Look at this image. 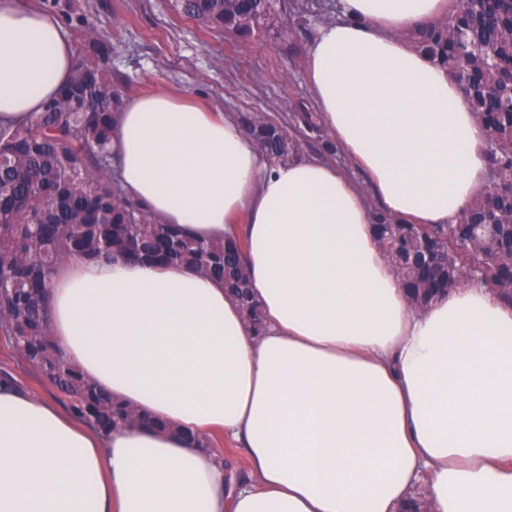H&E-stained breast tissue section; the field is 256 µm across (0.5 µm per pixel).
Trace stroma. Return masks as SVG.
<instances>
[{"mask_svg":"<svg viewBox=\"0 0 512 512\" xmlns=\"http://www.w3.org/2000/svg\"><path fill=\"white\" fill-rule=\"evenodd\" d=\"M55 15L68 37L73 17L94 16L112 44V72L127 97L166 91L231 115L265 113L300 139L304 156L354 172L339 150H327L324 128L304 127L303 114L317 106L306 76V57L319 25L337 19V0H288L280 33L240 42L202 29L172 10L168 0H27ZM8 376L31 395L65 406L62 395L38 368L0 336V377Z\"/></svg>","mask_w":512,"mask_h":512,"instance_id":"1","label":"stroma"}]
</instances>
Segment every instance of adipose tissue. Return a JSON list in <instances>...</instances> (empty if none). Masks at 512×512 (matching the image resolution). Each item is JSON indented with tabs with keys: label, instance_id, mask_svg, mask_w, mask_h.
Returning <instances> with one entry per match:
<instances>
[{
	"label": "adipose tissue",
	"instance_id": "ef3b65f1",
	"mask_svg": "<svg viewBox=\"0 0 512 512\" xmlns=\"http://www.w3.org/2000/svg\"><path fill=\"white\" fill-rule=\"evenodd\" d=\"M452 0H338L307 76L362 174L270 161L235 117L166 92L112 126L123 194L207 241L246 240L255 333L222 281L117 258L48 288L65 359L168 431L97 432L0 381V512H512V302L477 280L415 309L374 213L458 223L488 145L464 90L413 37ZM59 20L0 0V120L28 123L71 79ZM249 463L235 478L208 447Z\"/></svg>",
	"mask_w": 512,
	"mask_h": 512
}]
</instances>
